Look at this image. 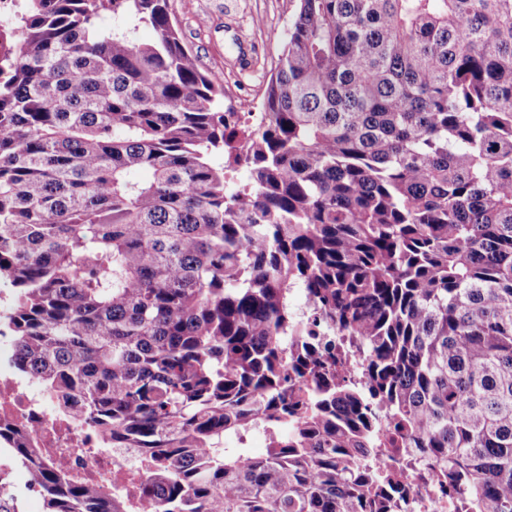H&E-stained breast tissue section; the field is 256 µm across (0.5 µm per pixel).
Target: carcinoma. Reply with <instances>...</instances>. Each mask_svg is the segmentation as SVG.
<instances>
[{"mask_svg":"<svg viewBox=\"0 0 512 512\" xmlns=\"http://www.w3.org/2000/svg\"><path fill=\"white\" fill-rule=\"evenodd\" d=\"M16 2L0 327L139 512H394L389 448L512 512V0H298L255 122L169 0ZM7 441L46 512H130Z\"/></svg>","mask_w":512,"mask_h":512,"instance_id":"1","label":"carcinoma"}]
</instances>
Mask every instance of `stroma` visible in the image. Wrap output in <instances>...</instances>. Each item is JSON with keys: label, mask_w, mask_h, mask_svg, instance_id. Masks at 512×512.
Segmentation results:
<instances>
[{"label": "stroma", "mask_w": 512, "mask_h": 512, "mask_svg": "<svg viewBox=\"0 0 512 512\" xmlns=\"http://www.w3.org/2000/svg\"><path fill=\"white\" fill-rule=\"evenodd\" d=\"M184 44L224 78V105L256 112L274 72L296 0H170ZM0 512H45L27 471L0 449Z\"/></svg>", "instance_id": "35a3bbf8"}]
</instances>
